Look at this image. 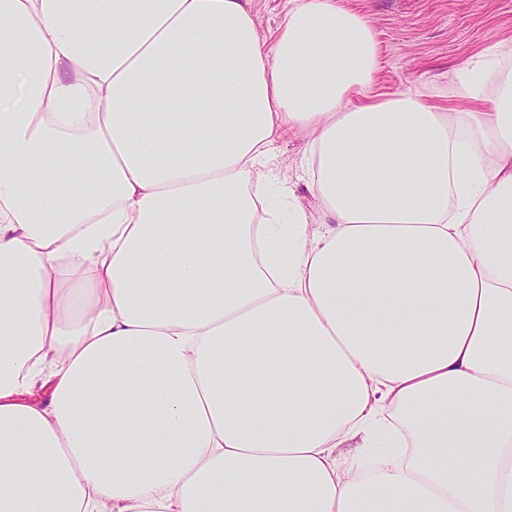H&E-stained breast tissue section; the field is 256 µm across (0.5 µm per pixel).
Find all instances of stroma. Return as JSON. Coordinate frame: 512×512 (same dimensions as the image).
Returning a JSON list of instances; mask_svg holds the SVG:
<instances>
[{
  "instance_id": "1",
  "label": "stroma",
  "mask_w": 512,
  "mask_h": 512,
  "mask_svg": "<svg viewBox=\"0 0 512 512\" xmlns=\"http://www.w3.org/2000/svg\"><path fill=\"white\" fill-rule=\"evenodd\" d=\"M373 23L380 67L370 95L420 90L450 101L451 67L512 41V0H346Z\"/></svg>"
}]
</instances>
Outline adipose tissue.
Listing matches in <instances>:
<instances>
[{
  "label": "adipose tissue",
  "mask_w": 512,
  "mask_h": 512,
  "mask_svg": "<svg viewBox=\"0 0 512 512\" xmlns=\"http://www.w3.org/2000/svg\"><path fill=\"white\" fill-rule=\"evenodd\" d=\"M289 3L0 0V512H512V45ZM289 0H252L251 8L255 16L259 36L268 44L285 22ZM373 23L380 67L371 96L420 90L448 104V71L512 41V0H345ZM278 155L283 165L288 168V174L294 182H299L296 186L297 195L301 203L313 215H318L320 203L318 199L304 186L303 182L297 180L300 174V163L305 149V140L298 134H289L281 139L278 144Z\"/></svg>",
  "instance_id": "obj_1"
}]
</instances>
